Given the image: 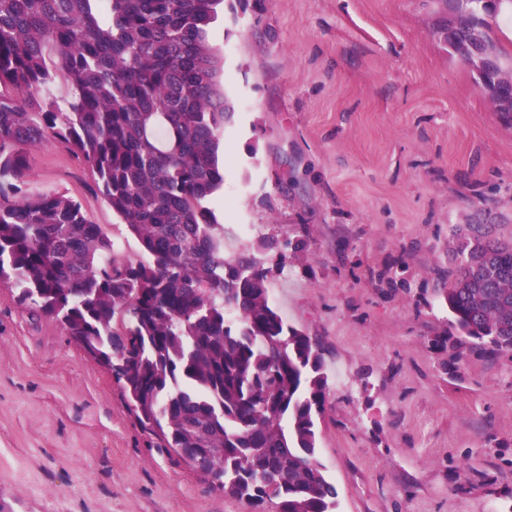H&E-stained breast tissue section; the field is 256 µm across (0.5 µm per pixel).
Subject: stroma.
Returning <instances> with one entry per match:
<instances>
[{
    "label": "stroma",
    "mask_w": 512,
    "mask_h": 512,
    "mask_svg": "<svg viewBox=\"0 0 512 512\" xmlns=\"http://www.w3.org/2000/svg\"><path fill=\"white\" fill-rule=\"evenodd\" d=\"M442 0H248L213 24L226 254L270 271L281 313L325 347L317 458L337 512H512V354L461 346L438 291L460 234L512 238V128L440 40ZM35 187L138 240L90 169L30 150ZM305 249L278 265L284 239ZM5 512H246L157 448L109 366L0 281Z\"/></svg>",
    "instance_id": "obj_1"
}]
</instances>
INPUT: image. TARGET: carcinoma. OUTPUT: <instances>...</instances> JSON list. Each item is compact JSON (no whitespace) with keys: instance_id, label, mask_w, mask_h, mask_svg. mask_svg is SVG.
Masks as SVG:
<instances>
[{"instance_id":"obj_1","label":"carcinoma","mask_w":512,"mask_h":512,"mask_svg":"<svg viewBox=\"0 0 512 512\" xmlns=\"http://www.w3.org/2000/svg\"><path fill=\"white\" fill-rule=\"evenodd\" d=\"M224 0H0V280L58 321L116 380L158 448L247 512H336L316 457L328 388L324 346L291 325L269 270L224 252L210 206L224 185L210 29ZM476 0L448 44L491 50L487 86L502 121L512 69L497 13ZM62 77L71 96L56 100ZM61 145L89 166L145 259L126 263L80 201L31 192L30 147ZM451 326L512 352V242L469 227L448 268Z\"/></svg>"}]
</instances>
